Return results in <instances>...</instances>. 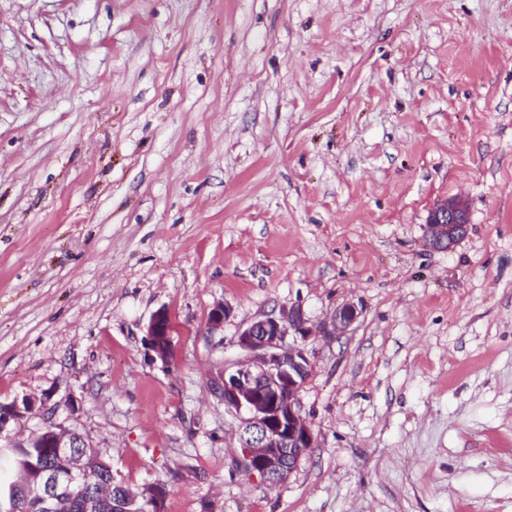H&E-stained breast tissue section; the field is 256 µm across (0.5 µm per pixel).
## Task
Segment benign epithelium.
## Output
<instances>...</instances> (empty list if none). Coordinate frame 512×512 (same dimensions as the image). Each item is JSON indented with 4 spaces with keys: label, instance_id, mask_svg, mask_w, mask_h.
Instances as JSON below:
<instances>
[{
    "label": "benign epithelium",
    "instance_id": "obj_1",
    "mask_svg": "<svg viewBox=\"0 0 512 512\" xmlns=\"http://www.w3.org/2000/svg\"><path fill=\"white\" fill-rule=\"evenodd\" d=\"M468 210L458 198H448L430 209L425 246L450 251L469 231ZM231 307L218 303L211 310L207 331L214 334L224 328ZM359 317L357 308L345 305L336 311L332 327L325 336H341ZM175 330L169 311L157 310L147 326L150 349L163 362L172 357ZM312 336L302 307L272 309L246 324L237 334L238 356L224 362V411L239 423L240 454L236 461L245 462L249 475L272 485L286 472L293 471L300 459L316 447L310 422L303 416L300 392L312 363L306 342ZM46 416V426L35 435L39 447L49 448L56 463L39 467L24 480L25 496L34 500L31 512H96L108 500L112 480L97 482L86 498L77 501L73 487L86 482L97 466H111L90 455L91 445L79 434L51 422L53 409L46 401L34 398L0 403V439L9 438V426L20 422L34 410Z\"/></svg>",
    "mask_w": 512,
    "mask_h": 512
}]
</instances>
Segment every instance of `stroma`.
I'll use <instances>...</instances> for the list:
<instances>
[{
  "label": "stroma",
  "mask_w": 512,
  "mask_h": 512,
  "mask_svg": "<svg viewBox=\"0 0 512 512\" xmlns=\"http://www.w3.org/2000/svg\"><path fill=\"white\" fill-rule=\"evenodd\" d=\"M450 197L469 233L430 249ZM347 303L309 343L316 448L237 472L240 327ZM26 397L163 512H512V0H0V402ZM425 245L440 251H450L469 231L466 206L459 198H448L434 204L426 222ZM359 312L354 305H345L336 311L331 329H325L322 336H342L356 322ZM175 330L171 315L167 309L157 310L147 326V341L150 349L163 362L172 357V335Z\"/></svg>",
  "instance_id": "1"
}]
</instances>
